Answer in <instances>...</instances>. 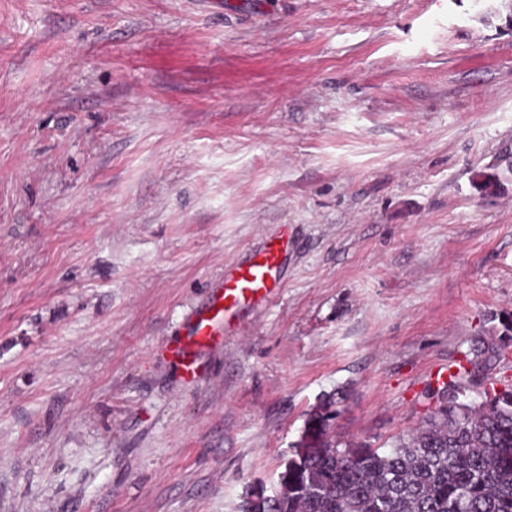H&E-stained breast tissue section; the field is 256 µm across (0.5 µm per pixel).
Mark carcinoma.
<instances>
[{
    "mask_svg": "<svg viewBox=\"0 0 512 512\" xmlns=\"http://www.w3.org/2000/svg\"><path fill=\"white\" fill-rule=\"evenodd\" d=\"M501 326L505 340L481 338L464 355L425 426L389 451L328 442L300 452L275 495L245 497L242 512H512V383L459 401L475 370L504 357L512 318Z\"/></svg>",
    "mask_w": 512,
    "mask_h": 512,
    "instance_id": "1",
    "label": "carcinoma"
}]
</instances>
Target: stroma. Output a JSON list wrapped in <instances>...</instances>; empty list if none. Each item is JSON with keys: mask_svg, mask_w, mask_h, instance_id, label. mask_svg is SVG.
Listing matches in <instances>:
<instances>
[{"mask_svg": "<svg viewBox=\"0 0 512 512\" xmlns=\"http://www.w3.org/2000/svg\"><path fill=\"white\" fill-rule=\"evenodd\" d=\"M510 159L505 0H0V512H240L298 447L390 450L512 317ZM283 224L184 383L163 345ZM291 239L286 225L245 260L224 267V278L211 287L207 304L192 315L179 338L165 345L167 358L184 380L202 378L205 356L224 345V338L239 329L247 316L279 296Z\"/></svg>", "mask_w": 512, "mask_h": 512, "instance_id": "35a3bbf8", "label": "stroma"}]
</instances>
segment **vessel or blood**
Returning a JSON list of instances; mask_svg holds the SVG:
<instances>
[{
	"mask_svg": "<svg viewBox=\"0 0 512 512\" xmlns=\"http://www.w3.org/2000/svg\"><path fill=\"white\" fill-rule=\"evenodd\" d=\"M290 246L291 235L284 230L265 239L245 260L225 266L224 277L212 286L207 304L192 315L180 337L165 346L167 358L184 380L202 378L206 355L221 347L247 316L279 296Z\"/></svg>",
	"mask_w": 512,
	"mask_h": 512,
	"instance_id": "vessel-or-blood-1",
	"label": "vessel or blood"
}]
</instances>
